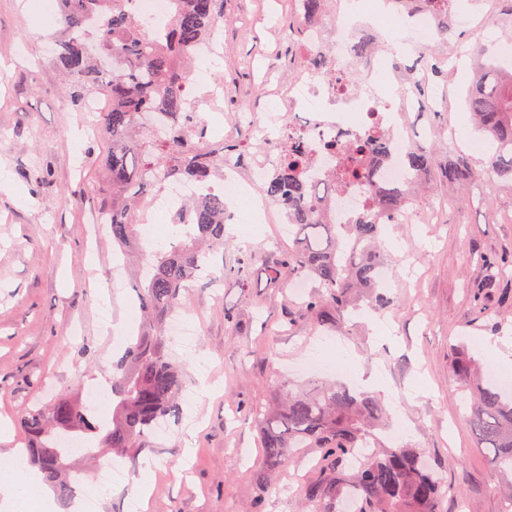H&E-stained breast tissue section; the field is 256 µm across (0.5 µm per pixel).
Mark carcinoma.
I'll return each mask as SVG.
<instances>
[{"label":"carcinoma","instance_id":"obj_1","mask_svg":"<svg viewBox=\"0 0 512 512\" xmlns=\"http://www.w3.org/2000/svg\"><path fill=\"white\" fill-rule=\"evenodd\" d=\"M128 2L58 0L61 30L52 35L58 45L53 63L65 79L73 108L83 111L91 97L104 103L97 119V150L89 152L98 213L107 219L112 243L124 261L134 262L142 276L136 288L142 326L112 364V423L95 421L93 407L67 395L25 413V452L43 482L64 500L72 498L85 473L71 469L65 458L58 463L49 458L58 431L94 444L88 452L98 458L131 457L156 446L154 423L178 410L184 386V373L165 351L166 321L181 306L183 291L224 247V198L211 192L182 204L180 212L193 219L190 224L173 221L178 241L147 251L139 234V225L146 221L145 198L160 192L166 181L208 184L224 167V146L209 141L183 91L192 49L224 20V0H176L168 41L154 49ZM409 2L430 9L438 32L448 33V0ZM464 104L492 142L487 166L512 182V72L489 61L480 79L467 88ZM143 112L166 117L169 136L154 140L142 130ZM367 153L386 157V140L354 144L331 178L333 183L367 186L369 205L349 224L326 223L316 191L305 182L308 156L298 142L285 149L263 185L267 199L284 206L292 219L294 247L286 265L294 277L315 283L317 292L305 311L319 325L336 321L356 289L378 288L377 270L384 263L381 228L416 193L413 183L401 188L367 182L359 166V157ZM406 163L413 175L435 171L434 156L425 148L412 151ZM441 174L451 185L478 176L462 153L448 157ZM485 265L487 274L475 285L479 301L501 287L503 260L493 256ZM250 266L251 258L244 257L237 266L221 265L217 272L246 286ZM476 366L466 345L456 349L454 371L471 395V430L480 447L489 450L493 467L512 475V395L489 381L473 382ZM253 415L263 448L259 485L304 449L320 453L323 475L304 490L308 512H341L346 497L355 512H440V500L452 491L411 444L385 446L374 439V428L388 418L386 410L343 384H321L303 392L284 376L272 405L255 408Z\"/></svg>","mask_w":512,"mask_h":512}]
</instances>
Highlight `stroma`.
<instances>
[{
  "label": "stroma",
  "mask_w": 512,
  "mask_h": 512,
  "mask_svg": "<svg viewBox=\"0 0 512 512\" xmlns=\"http://www.w3.org/2000/svg\"><path fill=\"white\" fill-rule=\"evenodd\" d=\"M40 3L0 0V57L16 42L26 48L25 60L0 77V171L15 184L0 189V428L10 433L0 441V463L22 438L27 406L93 390L103 396L97 414L111 419L109 377L125 346L99 327L112 238L106 231L92 236L87 222L97 198L79 168L92 145L82 133L91 119L73 110L62 75L42 58L48 31L32 23ZM224 18V106L200 111L212 130L240 103L267 111L274 88L293 72L282 39L293 24L287 0H224ZM431 52L451 56L448 83L464 96L474 67L469 41L438 35ZM426 128V146L439 161L458 150L449 129L479 137L461 101L453 111L431 113ZM413 206V223L382 229V291L391 305L378 309L354 298L332 327L305 315L288 273L270 280L292 246L279 225H226L224 264L251 256L248 286L201 271L183 297L198 336L190 346L179 337L166 344L196 401L167 419L162 444L127 461L128 480L101 490L94 512H126L127 493L145 484L147 512H305L303 488L319 474L318 453L256 485L261 450L252 410L273 399L281 377L301 386L314 381L301 364L333 349L355 362L342 380L381 377L373 396L388 409L389 425H403L408 442L458 487L440 512H505L503 480L472 435L451 363L458 342L512 337V287L489 300L486 318L476 317L469 291L485 274V257H512V186L491 181L457 190L435 173ZM153 456L163 460L161 471L149 467Z\"/></svg>",
  "instance_id": "stroma-1"
}]
</instances>
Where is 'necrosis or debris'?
<instances>
[{"mask_svg":"<svg viewBox=\"0 0 512 512\" xmlns=\"http://www.w3.org/2000/svg\"><path fill=\"white\" fill-rule=\"evenodd\" d=\"M323 17L311 20L303 9H296L301 54L297 79L282 88L269 112L238 113L225 129L224 173L215 187L231 200L250 196L253 185L265 180L288 144L301 140L307 149L309 165L306 179L313 184L326 180L340 164L339 150L358 139L385 135L389 153L384 161L365 157L362 167L375 182L401 186L413 176L405 156L413 144L410 116L426 118L439 111L444 96L428 91V68H408L407 52L392 49L390 56L374 51L368 70L374 87L353 92L352 42L370 38L377 29L402 37L414 48L434 37V19L425 12L406 10L400 0H326ZM130 8L148 26L157 43H165L174 0H130ZM335 37L330 66L316 63L327 35ZM193 54L196 67L187 79L188 99L193 105L214 106L224 100V82L211 65L224 54L222 27H215L206 42ZM369 198L359 186L339 185L322 200V210L331 224L349 223L364 209ZM127 468L108 458L96 472L78 486L75 504L78 512H92L98 492L123 482Z\"/></svg>","mask_w":512,"mask_h":512,"instance_id":"necrosis-or-debris-1","label":"necrosis or debris"}]
</instances>
